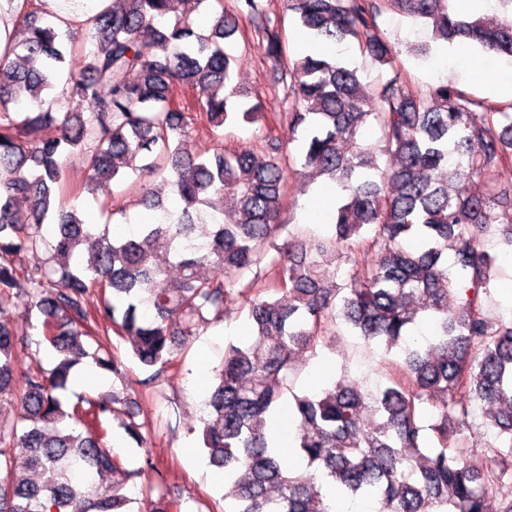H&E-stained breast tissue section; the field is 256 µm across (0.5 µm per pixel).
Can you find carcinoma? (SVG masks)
<instances>
[{"label":"carcinoma","mask_w":512,"mask_h":512,"mask_svg":"<svg viewBox=\"0 0 512 512\" xmlns=\"http://www.w3.org/2000/svg\"><path fill=\"white\" fill-rule=\"evenodd\" d=\"M175 2L112 0L92 25L62 31L42 0H26L12 58H0V396L19 403L17 418H0V512H132L126 486L138 473L115 460L106 424L127 415L120 427L144 447L142 426L116 391L66 404L71 371L87 359L123 379L114 334L149 372L140 384L154 387L232 302L247 308L251 335L227 346L201 434L224 473V512H329L328 485L351 502L380 497L389 512H486L484 491L497 486L499 512H512V322L489 317L481 299L497 260L481 240L498 231L512 247V189L498 182L512 165V102L467 95L451 78L410 89L377 23L392 5L449 45L512 57V0H496L507 18L495 24L449 10V0H288L319 40L362 44L387 72L368 85L333 55L290 59L262 0H234L233 13L224 0H199L214 13L207 34ZM241 18L262 33L265 63L289 91L282 119L299 160L345 192L326 234L283 222L288 173L276 137L261 151L191 149L200 125L216 134L277 123L232 85L227 42ZM371 120L380 149L346 151ZM52 124L60 134L47 138ZM379 151L394 166L381 168ZM72 155L94 196L111 198L132 171L163 178L180 206L142 186L140 203L163 220L131 234L95 229L77 204H56ZM20 295L43 316L38 344L57 359L49 372L14 365ZM338 319L397 353L389 384L371 394L342 378L293 392L296 358L336 342ZM419 319L432 326L426 346L411 338ZM289 392L297 469L268 438ZM479 403L495 408L483 422L495 438L472 448Z\"/></svg>","instance_id":"carcinoma-1"}]
</instances>
